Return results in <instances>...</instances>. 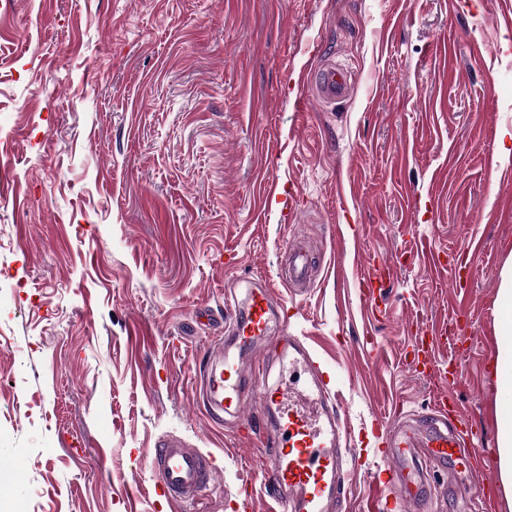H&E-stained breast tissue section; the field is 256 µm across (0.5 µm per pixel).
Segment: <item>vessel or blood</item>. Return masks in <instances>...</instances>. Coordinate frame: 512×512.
I'll list each match as a JSON object with an SVG mask.
<instances>
[{"label": "vessel or blood", "mask_w": 512, "mask_h": 512, "mask_svg": "<svg viewBox=\"0 0 512 512\" xmlns=\"http://www.w3.org/2000/svg\"><path fill=\"white\" fill-rule=\"evenodd\" d=\"M317 97L326 104L344 100L352 76L344 66L327 65L311 77ZM311 273L309 250L292 246L284 281L306 282ZM229 313L227 340L206 354L202 373L204 405L214 421L239 417L238 432L260 439L274 456L265 470L263 486L276 504V512H339L345 488L360 449L351 445L350 432L339 413L331 372L321 355L297 336H273L274 318H287L268 285L248 289L243 302H226ZM273 341L271 360L300 367L303 382L269 387L263 374H248L242 358L258 345ZM416 370L424 376L438 375L443 365L433 354L432 343L418 347ZM257 402L264 416L263 430L240 414L247 401ZM437 423L423 427L409 422L394 429L379 455L384 467L373 482V499L366 512H412L416 494L424 486L423 462L447 463L461 449H468L470 471L488 482L465 414L448 396L434 405ZM156 486L167 501L195 503L215 479L211 455L187 447L179 437L160 440L153 451Z\"/></svg>", "instance_id": "vessel-or-blood-1"}]
</instances>
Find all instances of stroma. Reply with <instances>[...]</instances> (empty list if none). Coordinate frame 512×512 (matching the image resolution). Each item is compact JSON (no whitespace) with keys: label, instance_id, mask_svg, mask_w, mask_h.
<instances>
[{"label":"stroma","instance_id":"stroma-1","mask_svg":"<svg viewBox=\"0 0 512 512\" xmlns=\"http://www.w3.org/2000/svg\"><path fill=\"white\" fill-rule=\"evenodd\" d=\"M512 0H0V499L16 512H271L266 450L196 393L224 294L270 282L362 450L448 392L497 478L496 298L512 259ZM349 64L327 109L305 76ZM305 109L297 111L296 98ZM311 284L279 280L288 244ZM391 282L373 301L374 268ZM148 335L128 339L132 325ZM457 382L418 376L422 332ZM166 435L212 453L198 504L154 491ZM461 460L416 512L477 496Z\"/></svg>","mask_w":512,"mask_h":512}]
</instances>
